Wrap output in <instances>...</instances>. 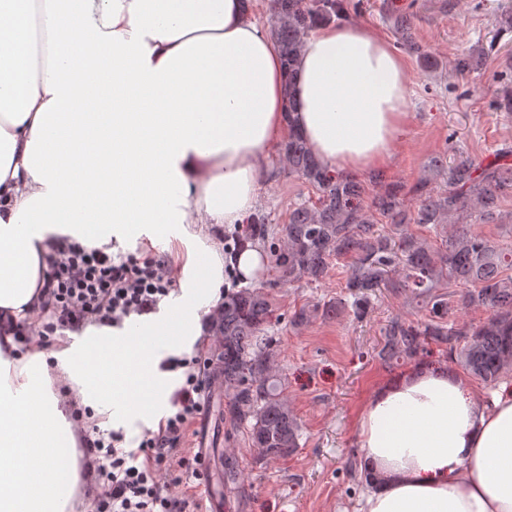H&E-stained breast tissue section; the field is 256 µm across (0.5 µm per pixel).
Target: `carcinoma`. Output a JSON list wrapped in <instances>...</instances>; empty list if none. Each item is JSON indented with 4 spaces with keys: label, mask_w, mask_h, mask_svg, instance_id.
Listing matches in <instances>:
<instances>
[{
    "label": "carcinoma",
    "mask_w": 512,
    "mask_h": 512,
    "mask_svg": "<svg viewBox=\"0 0 512 512\" xmlns=\"http://www.w3.org/2000/svg\"><path fill=\"white\" fill-rule=\"evenodd\" d=\"M358 9L356 0H270L269 33L285 68L290 120L280 154L288 173L317 191L318 204L295 205L277 232L269 231L268 217L262 213L247 224L251 233L266 240L283 238V245L273 248L280 283L320 282L333 259L351 257L344 288L353 301L340 298L323 306L324 317L348 307L362 312L381 288L425 304L426 322L397 317L385 325L378 350L382 361L412 358L430 342L474 376L494 383L512 365V244L495 243L476 233L472 224L495 221L501 199L512 193V165L478 163L462 154L451 161L437 157L426 178L412 187L390 184L368 205L363 184L325 166L291 123L296 62L304 37L318 25ZM397 33L400 45L425 68L437 67V60L415 42L408 19L397 21ZM406 195L416 199L410 210L403 208ZM410 224L433 233L440 244L408 231ZM446 288L458 289L457 306L481 308L491 315L476 326L449 319ZM272 312L269 298L257 288L224 292L210 324L222 346L213 376L230 396L224 413L231 428L245 430L264 455L283 457L299 446L300 426L283 395L273 338L265 333ZM239 475L237 460L224 458V487L231 488Z\"/></svg>",
    "instance_id": "carcinoma-1"
}]
</instances>
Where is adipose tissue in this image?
Listing matches in <instances>:
<instances>
[{"instance_id":"1","label":"adipose tissue","mask_w":512,"mask_h":512,"mask_svg":"<svg viewBox=\"0 0 512 512\" xmlns=\"http://www.w3.org/2000/svg\"><path fill=\"white\" fill-rule=\"evenodd\" d=\"M248 0H0V315L32 321L58 240L176 242L187 299L129 334L55 352L0 331V512H67L83 475L73 404L146 419L169 390L157 345L187 352L225 267L265 279L266 245L232 258L212 228L259 207L272 147L296 124L332 170L391 166L412 118L407 65L377 32L303 41L297 109ZM74 392L59 393L55 380ZM359 512H512V379L491 396L452 367L380 382L356 421Z\"/></svg>"}]
</instances>
